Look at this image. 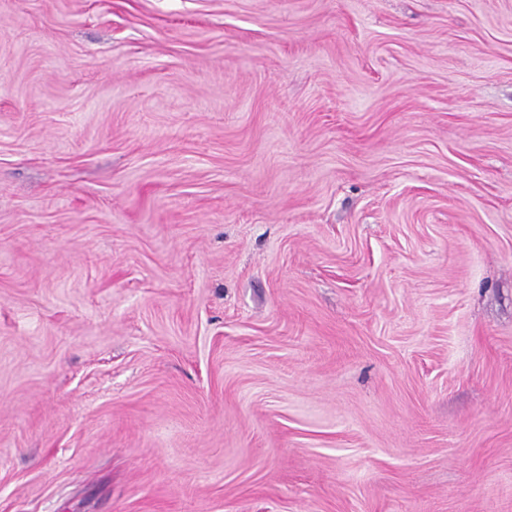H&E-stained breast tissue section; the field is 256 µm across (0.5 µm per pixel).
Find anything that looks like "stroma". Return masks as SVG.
I'll list each match as a JSON object with an SVG mask.
<instances>
[{
	"mask_svg": "<svg viewBox=\"0 0 512 512\" xmlns=\"http://www.w3.org/2000/svg\"><path fill=\"white\" fill-rule=\"evenodd\" d=\"M0 512H512V0H0Z\"/></svg>",
	"mask_w": 512,
	"mask_h": 512,
	"instance_id": "stroma-1",
	"label": "stroma"
}]
</instances>
